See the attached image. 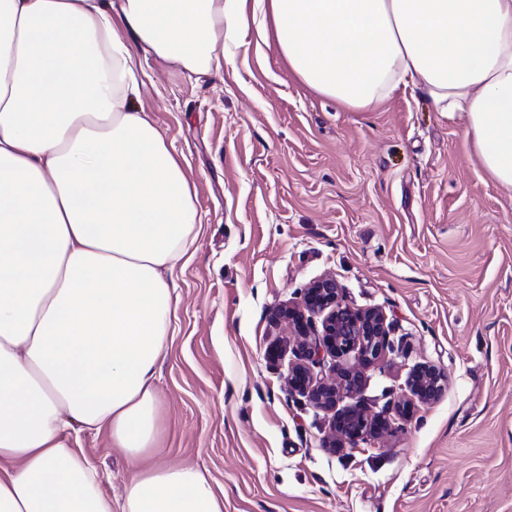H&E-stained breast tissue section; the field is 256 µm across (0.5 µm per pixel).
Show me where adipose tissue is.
Here are the masks:
<instances>
[{
	"mask_svg": "<svg viewBox=\"0 0 512 512\" xmlns=\"http://www.w3.org/2000/svg\"><path fill=\"white\" fill-rule=\"evenodd\" d=\"M252 26L346 108L420 91L512 189V0H0V512H224L199 467L157 459L200 219L130 62L217 70ZM82 431L133 467L119 495Z\"/></svg>",
	"mask_w": 512,
	"mask_h": 512,
	"instance_id": "adipose-tissue-1",
	"label": "adipose tissue"
}]
</instances>
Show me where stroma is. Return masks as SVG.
<instances>
[{
  "label": "stroma",
  "mask_w": 512,
  "mask_h": 512,
  "mask_svg": "<svg viewBox=\"0 0 512 512\" xmlns=\"http://www.w3.org/2000/svg\"><path fill=\"white\" fill-rule=\"evenodd\" d=\"M139 102L185 170L201 228L176 271L157 379L164 462L207 471L224 512H512V191L418 94L353 111L303 86L255 31L206 74L136 52ZM335 276L381 308L396 351L342 406L391 408L429 362L445 394L332 452L330 413L291 394L271 314ZM80 444L103 488L133 471Z\"/></svg>",
  "instance_id": "35a3bbf8"
}]
</instances>
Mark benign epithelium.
<instances>
[{
    "mask_svg": "<svg viewBox=\"0 0 512 512\" xmlns=\"http://www.w3.org/2000/svg\"><path fill=\"white\" fill-rule=\"evenodd\" d=\"M300 302L283 305L273 312V319L284 324L288 334L297 338L296 363L288 368L286 382L292 393L304 395L315 407L334 411L325 442L333 448H355L370 442L392 429L395 421L413 416L418 405L436 400L445 390L446 379L436 365L426 362L413 366L406 386L408 396L390 411L372 413L356 405L338 410V401L356 391L349 381L361 378L359 366L382 360L394 350L391 328L382 310L355 309L345 304L336 279L324 276L301 291ZM322 316V330L311 336V317ZM353 357L356 365L345 367L341 360ZM329 365L332 375L314 378L310 366Z\"/></svg>",
    "mask_w": 512,
    "mask_h": 512,
    "instance_id": "obj_1",
    "label": "benign epithelium"
}]
</instances>
